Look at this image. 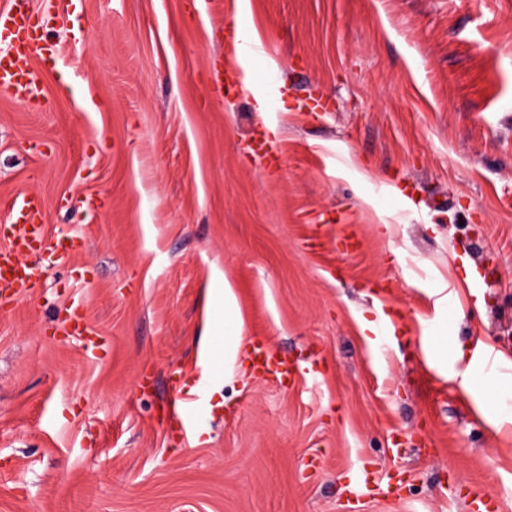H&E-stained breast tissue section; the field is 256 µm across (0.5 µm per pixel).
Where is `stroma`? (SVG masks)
Returning a JSON list of instances; mask_svg holds the SVG:
<instances>
[{
	"label": "stroma",
	"mask_w": 512,
	"mask_h": 512,
	"mask_svg": "<svg viewBox=\"0 0 512 512\" xmlns=\"http://www.w3.org/2000/svg\"><path fill=\"white\" fill-rule=\"evenodd\" d=\"M27 7L57 64L50 106L0 93V221L38 192L86 246L0 299V512H512V420L431 357L512 359V0ZM243 24L252 86L216 99ZM218 277L244 336L317 378L202 365ZM72 302L97 356L55 330ZM502 494L498 491L477 494L469 499V512H497L502 509Z\"/></svg>",
	"instance_id": "stroma-1"
}]
</instances>
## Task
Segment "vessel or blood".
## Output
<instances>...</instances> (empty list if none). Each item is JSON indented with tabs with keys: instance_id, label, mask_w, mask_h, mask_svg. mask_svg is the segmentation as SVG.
Returning a JSON list of instances; mask_svg holds the SVG:
<instances>
[{
	"instance_id": "1",
	"label": "vessel or blood",
	"mask_w": 512,
	"mask_h": 512,
	"mask_svg": "<svg viewBox=\"0 0 512 512\" xmlns=\"http://www.w3.org/2000/svg\"><path fill=\"white\" fill-rule=\"evenodd\" d=\"M0 41L7 43L8 53L0 55V91L9 94L19 104L32 106L40 100V67L53 64L54 58L45 43L42 27L22 8L0 14ZM47 207L44 199L34 193L16 198L10 205L8 223L0 224V292L17 293L38 285L42 278L39 266L30 263V255L52 250L60 260H71L76 252L72 238L51 237L45 225ZM64 333L82 339L84 350L99 347L92 324L79 313L62 321ZM254 369L271 376L280 385L294 383L299 368L288 359L276 356L267 345L255 344L251 351ZM503 500L500 492L490 491L469 499V512H500Z\"/></svg>"
}]
</instances>
